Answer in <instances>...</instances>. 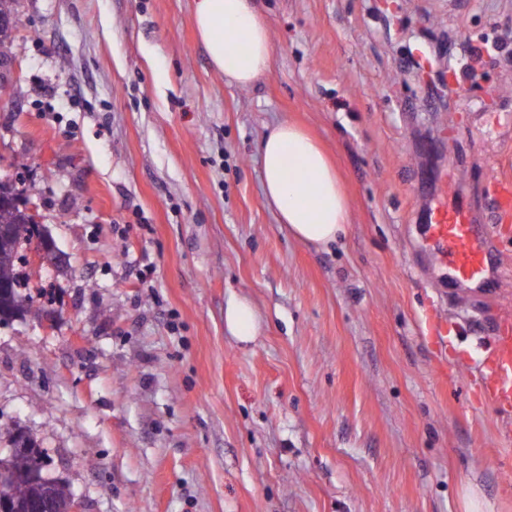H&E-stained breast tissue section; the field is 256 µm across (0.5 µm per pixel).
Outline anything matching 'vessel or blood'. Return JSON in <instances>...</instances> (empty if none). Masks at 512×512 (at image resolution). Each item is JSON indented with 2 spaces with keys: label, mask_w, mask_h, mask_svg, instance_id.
<instances>
[{
  "label": "vessel or blood",
  "mask_w": 512,
  "mask_h": 512,
  "mask_svg": "<svg viewBox=\"0 0 512 512\" xmlns=\"http://www.w3.org/2000/svg\"><path fill=\"white\" fill-rule=\"evenodd\" d=\"M492 199L499 223L512 222V178L499 177L492 184ZM425 250L437 266L446 268L455 284H487L492 275L489 239L482 225L474 223L463 201L438 204L425 214ZM480 400L494 411L512 413V319H504L494 336L478 385Z\"/></svg>",
  "instance_id": "vessel-or-blood-1"
}]
</instances>
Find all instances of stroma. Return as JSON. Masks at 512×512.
I'll use <instances>...</instances> for the list:
<instances>
[{
	"label": "stroma",
	"mask_w": 512,
	"mask_h": 512,
	"mask_svg": "<svg viewBox=\"0 0 512 512\" xmlns=\"http://www.w3.org/2000/svg\"><path fill=\"white\" fill-rule=\"evenodd\" d=\"M253 86L211 66L194 0H15L0 46V180L65 255L58 314L0 323V457L23 429L82 512H512V443L474 398L512 318V0H256ZM502 40L471 81L433 89ZM296 123L340 174L345 237L291 238L259 144ZM461 190L494 240L452 288L417 221ZM247 300L258 334L230 336ZM455 324L439 373L425 319ZM492 199L501 224L512 222V178L498 177L492 184ZM224 319L229 333L235 339L246 342L257 336L256 314L248 302L237 301L228 305Z\"/></svg>",
	"instance_id": "1"
}]
</instances>
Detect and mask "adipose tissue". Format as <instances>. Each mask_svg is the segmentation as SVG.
Masks as SVG:
<instances>
[{
    "label": "adipose tissue",
    "instance_id": "obj_1",
    "mask_svg": "<svg viewBox=\"0 0 512 512\" xmlns=\"http://www.w3.org/2000/svg\"><path fill=\"white\" fill-rule=\"evenodd\" d=\"M194 21L212 67L229 84L253 85L269 67V30L254 0H195ZM264 197L300 243L325 247L345 235L350 210L339 175L319 143L282 121L260 143Z\"/></svg>",
    "mask_w": 512,
    "mask_h": 512
}]
</instances>
